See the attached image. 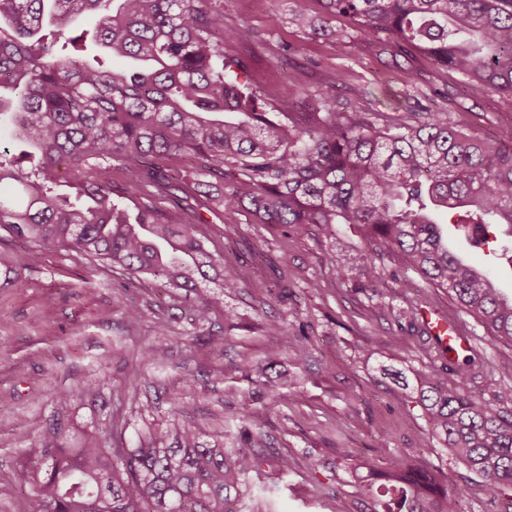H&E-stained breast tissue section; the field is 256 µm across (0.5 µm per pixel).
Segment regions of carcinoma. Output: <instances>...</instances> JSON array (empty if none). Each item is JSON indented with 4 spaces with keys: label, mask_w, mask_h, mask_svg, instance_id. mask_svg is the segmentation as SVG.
<instances>
[{
    "label": "carcinoma",
    "mask_w": 512,
    "mask_h": 512,
    "mask_svg": "<svg viewBox=\"0 0 512 512\" xmlns=\"http://www.w3.org/2000/svg\"><path fill=\"white\" fill-rule=\"evenodd\" d=\"M212 0H0V230L38 246L96 257L110 267L195 296L193 321L234 312L224 297L239 288L228 273L219 291L216 260L195 234L156 206L132 212L112 182L186 209L192 190L224 211L247 210L257 224H319L356 229L366 246L355 276L374 285L384 250L437 288L497 341L512 344V298L493 277L444 242L439 216L479 244L494 226L512 235V127L493 140L439 117L378 122L322 111L296 119L300 91L285 85L283 112L261 99L244 65L224 58V9ZM365 34H384L395 54L418 50L462 75L469 91H512V0H325ZM95 17V54L85 33ZM198 165L173 172L161 161ZM73 167L71 190L59 166ZM232 172L236 187L224 192ZM21 273L0 260V288ZM475 357L448 362L420 381L430 429L494 495L512 491V418L465 390ZM17 483L35 493L32 512H237L240 486L258 469L243 448L199 442L184 426L159 431L151 448L103 442L69 448L52 428L21 449ZM361 490L373 512H460L459 493L436 470L394 454L377 467L358 459Z\"/></svg>",
    "instance_id": "cac0c4a2"
}]
</instances>
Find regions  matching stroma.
<instances>
[{"instance_id": "obj_1", "label": "stroma", "mask_w": 512, "mask_h": 512, "mask_svg": "<svg viewBox=\"0 0 512 512\" xmlns=\"http://www.w3.org/2000/svg\"><path fill=\"white\" fill-rule=\"evenodd\" d=\"M224 27L248 28L224 43L242 60L251 84L277 104L284 84L301 93L298 111L312 112L323 97L347 111L380 114L382 121L433 112L454 128L491 139L512 125V94H470L463 77L420 54L395 60L382 41L360 32L339 41L299 31L288 14L323 12L322 0H224ZM206 248L224 269L242 276L229 300L233 321L215 315L224 337L214 348L191 322L193 297L172 294L152 278L63 249L38 248L0 231V255L24 277L21 288H0V512H31L34 494L14 484L20 448L61 424L73 445L111 434L116 448L148 443L154 431L190 426L201 442L244 448L260 462L242 488L241 512H370L342 449L383 465L402 454L448 477L462 492V512H506L483 481L433 436L420 407L383 367L409 378L445 370L429 357V340L414 322L425 308L448 313L470 338L479 360L467 389L496 402L512 387V345L461 311L400 260L385 258L369 287L322 263L336 239L353 266L361 244L349 229L329 236L311 225L257 224L239 211L215 215L203 203L186 211ZM454 248L493 270L512 295V259L497 241L476 246L455 236ZM389 310H381V303ZM141 316L129 323L126 311ZM279 317L282 330L266 324ZM305 348L303 361L293 353ZM255 415L242 420L241 411ZM387 447H380V440ZM294 466L281 473V457Z\"/></svg>"}]
</instances>
